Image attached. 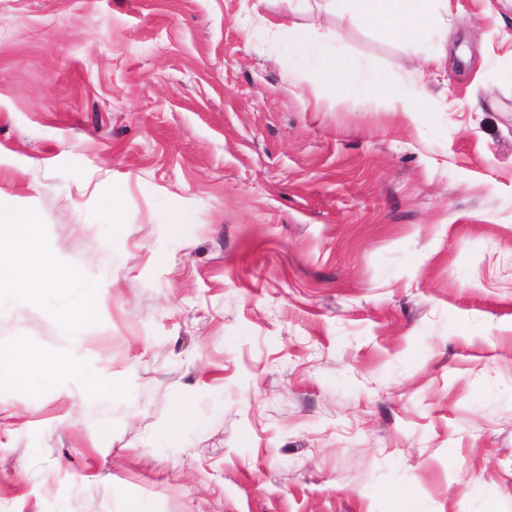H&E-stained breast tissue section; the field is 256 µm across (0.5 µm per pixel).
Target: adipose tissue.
Wrapping results in <instances>:
<instances>
[{"mask_svg":"<svg viewBox=\"0 0 512 512\" xmlns=\"http://www.w3.org/2000/svg\"><path fill=\"white\" fill-rule=\"evenodd\" d=\"M398 0H348L340 16L349 24L375 29L388 39L412 43L438 28L433 11L434 0H406L408 8L396 7ZM360 66L352 56L336 50L322 52L315 61L316 80L332 93L347 96H378L384 98L394 111L409 115L415 112L413 98L393 93L379 78L359 79ZM33 218L27 213L0 214V268L11 271L10 277H0V293L12 291L26 295L38 294L42 283L32 270L38 263L35 250H28L27 261H20L16 249L10 248L11 240L24 236L27 224Z\"/></svg>","mask_w":512,"mask_h":512,"instance_id":"1","label":"adipose tissue"}]
</instances>
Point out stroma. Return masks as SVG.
I'll use <instances>...</instances> for the list:
<instances>
[{"instance_id": "1", "label": "stroma", "mask_w": 512, "mask_h": 512, "mask_svg": "<svg viewBox=\"0 0 512 512\" xmlns=\"http://www.w3.org/2000/svg\"><path fill=\"white\" fill-rule=\"evenodd\" d=\"M452 2L403 44L321 0H0L45 286L0 295V512H512V12ZM289 18L418 111L330 94ZM276 28L277 31L275 30L274 33L276 35H286L289 49L295 53H307L322 37H328L334 42L339 39V30H336V32H328L327 34H320L313 24L302 25L288 21V25L281 22L276 25ZM29 351L22 345L0 347V380L25 385L31 378Z\"/></svg>"}]
</instances>
